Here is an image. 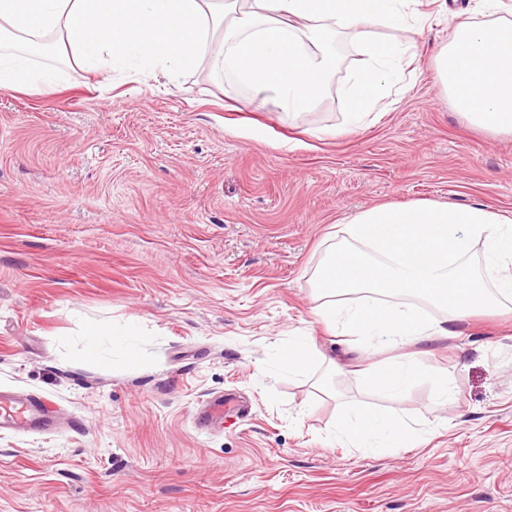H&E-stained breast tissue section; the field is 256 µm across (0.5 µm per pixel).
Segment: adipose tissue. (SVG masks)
Segmentation results:
<instances>
[{
	"instance_id": "1",
	"label": "adipose tissue",
	"mask_w": 512,
	"mask_h": 512,
	"mask_svg": "<svg viewBox=\"0 0 512 512\" xmlns=\"http://www.w3.org/2000/svg\"><path fill=\"white\" fill-rule=\"evenodd\" d=\"M406 0H0V90L35 89L54 77L34 56L44 39L68 49L76 64L177 80L206 66L231 71L287 114L310 111L332 84L337 32L367 57L345 93L346 123L362 127L395 78L406 45L371 40L376 25L402 27ZM457 112L470 124L512 135V22L459 20L435 60ZM337 241L312 275L318 320L352 349H396L372 365L363 385L392 402L384 413L337 420L335 432L369 454L421 440L401 404L420 371L403 346L451 336L471 313L512 303V217L484 207L435 201L383 205L340 225ZM480 256H472L473 247ZM280 373L308 377L334 359L297 336L276 355Z\"/></svg>"
}]
</instances>
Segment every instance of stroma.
<instances>
[{"label":"stroma","instance_id":"stroma-1","mask_svg":"<svg viewBox=\"0 0 512 512\" xmlns=\"http://www.w3.org/2000/svg\"><path fill=\"white\" fill-rule=\"evenodd\" d=\"M404 11L414 49L356 130L344 95L365 57L345 35L332 86L293 118L228 73L105 82L54 52L36 60L54 85L0 91V391L45 395L70 422L0 432V512H512L510 310L405 346L425 441L364 455L331 434L390 401L312 313L328 234L423 200L512 217V135L456 112L434 64L458 15L490 23L512 0ZM131 322L136 362L106 339L88 351L92 328ZM300 333L348 364L334 394L274 374ZM227 393L247 414L200 423Z\"/></svg>","mask_w":512,"mask_h":512}]
</instances>
